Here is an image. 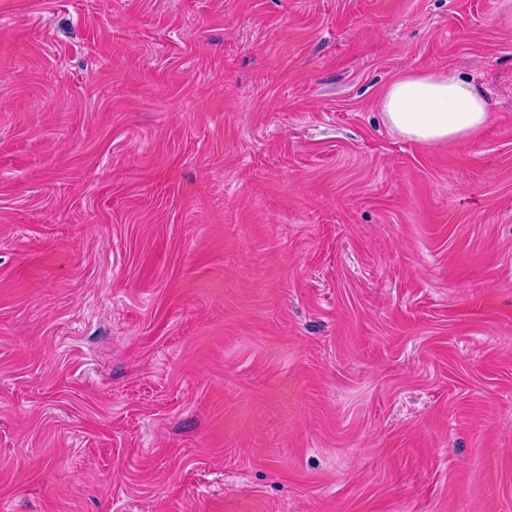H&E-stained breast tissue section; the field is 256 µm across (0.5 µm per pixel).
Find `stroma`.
I'll use <instances>...</instances> for the list:
<instances>
[{
  "label": "stroma",
  "instance_id": "35a3bbf8",
  "mask_svg": "<svg viewBox=\"0 0 512 512\" xmlns=\"http://www.w3.org/2000/svg\"><path fill=\"white\" fill-rule=\"evenodd\" d=\"M0 512H512V0H0ZM380 106L392 130L421 143L471 138L492 112L481 88L449 70L400 78L387 89Z\"/></svg>",
  "mask_w": 512,
  "mask_h": 512
}]
</instances>
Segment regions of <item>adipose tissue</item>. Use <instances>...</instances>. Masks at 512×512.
Returning <instances> with one entry per match:
<instances>
[{"instance_id": "obj_1", "label": "adipose tissue", "mask_w": 512, "mask_h": 512, "mask_svg": "<svg viewBox=\"0 0 512 512\" xmlns=\"http://www.w3.org/2000/svg\"><path fill=\"white\" fill-rule=\"evenodd\" d=\"M490 110L485 92L451 71L408 74L395 81L381 100L391 129L421 143L473 137L487 123Z\"/></svg>"}]
</instances>
